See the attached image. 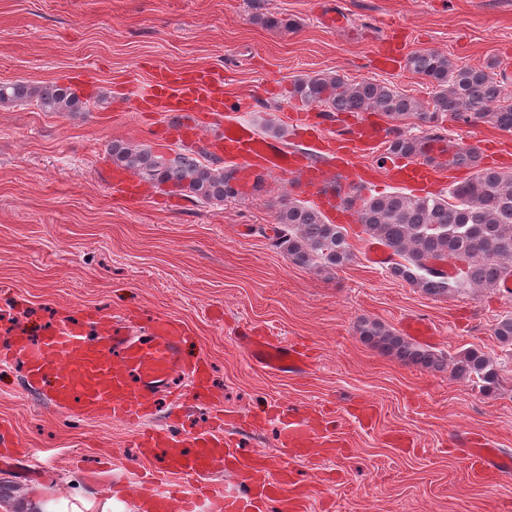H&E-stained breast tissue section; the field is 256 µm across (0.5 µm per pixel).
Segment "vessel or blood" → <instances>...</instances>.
<instances>
[{"label":"vessel or blood","mask_w":512,"mask_h":512,"mask_svg":"<svg viewBox=\"0 0 512 512\" xmlns=\"http://www.w3.org/2000/svg\"><path fill=\"white\" fill-rule=\"evenodd\" d=\"M132 105L139 112L169 113L170 122L159 130V137L187 144L198 134L201 113H209L218 120L213 146L238 165L240 186H247L260 166L274 175L293 174L300 193L341 221L350 214L345 203L350 183L332 178L322 159L327 156L346 163L376 152L382 131L378 120L359 113L353 117L350 138L327 137L322 133V114L297 105L287 109L284 120L294 133L313 134L315 154L284 151L274 140L257 136L248 124L223 121L227 108L248 112L253 101L245 97L227 103L221 78L209 70L155 68L148 87L134 97ZM381 171L389 183L421 194L439 175L423 159L393 156L387 157ZM112 178L125 203L139 204L146 192L143 184L118 168ZM189 334L185 323L167 314L154 316L144 336L134 335L129 323L119 320L99 325L93 339L85 335L82 324L61 323L47 328L36 344L25 336L7 338L0 342V355H22L27 385L33 388L49 381V401L56 408L88 419L132 423L143 421L158 400L175 398L177 382H185L199 394L208 392L207 366L190 363L183 356ZM239 341L256 363L276 373L303 372L312 358L306 345L285 344L250 329ZM278 436L284 448L313 441L307 425L291 415L281 416ZM138 445L159 458L150 478L134 488L141 512H266L271 502L278 512L303 508L296 495L301 482L292 471L276 459L255 464L239 458L223 430L203 431L181 441L148 427L141 431ZM466 460L471 473L481 479L512 472V455L483 439L472 440ZM219 465L238 471L243 493L199 485L189 490L172 482L176 476H205Z\"/></svg>","instance_id":"1"}]
</instances>
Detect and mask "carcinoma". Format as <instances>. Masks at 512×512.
I'll list each match as a JSON object with an SVG mask.
<instances>
[{
	"label": "carcinoma",
	"instance_id": "carcinoma-1",
	"mask_svg": "<svg viewBox=\"0 0 512 512\" xmlns=\"http://www.w3.org/2000/svg\"><path fill=\"white\" fill-rule=\"evenodd\" d=\"M405 66L423 76L434 88L429 107L386 82H350L338 74L317 73L292 83L291 96L325 112H376L390 122L387 153L422 157L436 163L425 150L430 141L444 144L448 164L473 170L472 177L456 186V202L439 194L417 196L395 193L364 196L350 203L358 223L371 239L391 251L384 268L393 280L406 282L421 293L444 297L472 290H499L512 277V172L481 164L477 148L458 146L449 138L446 120L465 125L489 123L512 132V94L498 79L495 65L458 66L436 50H420L406 58ZM33 101L45 112L72 115L87 110V103L69 86H34L24 81L0 83V103ZM418 121V133L403 131L401 123ZM112 164L141 180L169 185L192 203L222 202L239 195L235 167L206 148L175 156L159 154L147 145L114 141L109 146ZM271 246L283 251L300 267L331 272L351 262L353 254L343 228L330 224L317 209L292 199L276 216ZM360 339L398 361L440 371L446 360L420 348L379 321L360 318ZM493 336L512 348V315L500 318ZM452 376L482 383L490 390L500 382V366L490 356L467 351L452 363Z\"/></svg>",
	"mask_w": 512,
	"mask_h": 512
}]
</instances>
